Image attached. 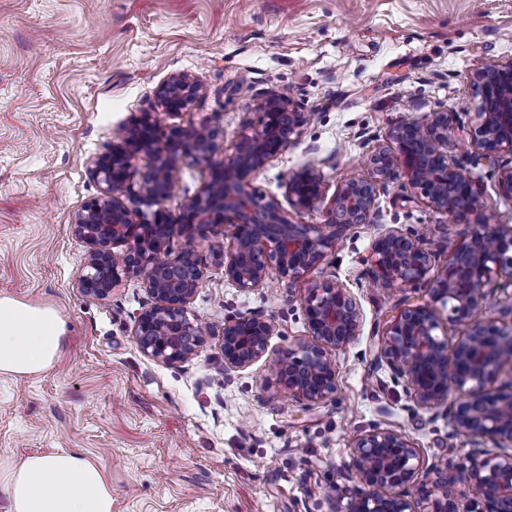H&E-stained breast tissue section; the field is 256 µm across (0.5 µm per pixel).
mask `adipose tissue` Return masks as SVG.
<instances>
[{"label":"adipose tissue","mask_w":512,"mask_h":512,"mask_svg":"<svg viewBox=\"0 0 512 512\" xmlns=\"http://www.w3.org/2000/svg\"><path fill=\"white\" fill-rule=\"evenodd\" d=\"M66 324L49 305L0 297V374L30 377L60 358ZM0 493L7 512H112L107 472L83 453L61 449L0 464Z\"/></svg>","instance_id":"obj_1"}]
</instances>
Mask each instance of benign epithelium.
Wrapping results in <instances>:
<instances>
[{"label":"benign epithelium","mask_w":512,"mask_h":512,"mask_svg":"<svg viewBox=\"0 0 512 512\" xmlns=\"http://www.w3.org/2000/svg\"><path fill=\"white\" fill-rule=\"evenodd\" d=\"M472 88L477 103L470 144L493 164L501 151L512 152V60L477 72ZM200 91L194 78L180 74L160 86L158 98L164 111L177 114L188 109ZM251 105L263 113L262 126L243 136L237 155L214 167L210 184L178 214L157 207L158 198L167 192L162 173L179 172L181 152L195 164L209 162L223 151V140L214 132L181 128L165 134L148 112L123 131L122 144L98 158L92 170L101 184L100 196L86 202L72 222L75 234L89 247L79 288L103 297L123 277L141 278L151 304L137 320L136 343L152 359L182 363L213 329L188 312L204 276L193 238L176 260L159 257L174 231L202 232L234 224L232 249L216 255L224 277L249 292L262 286L273 268L292 283L335 250L348 228L370 223L380 189L403 177L411 191L467 233L460 242L446 239L448 262L428 289V301L392 316L378 343L379 356L418 407L445 409L458 433L512 444V389H491L502 372L512 374V322L499 325L478 319L492 276L512 279V226H485L478 187L462 176L461 164L449 151L455 113L432 112L402 121L391 131L392 144L370 155L373 176L345 178L328 205L322 176L314 166L293 172L287 180L292 205L298 210L325 205L322 223L296 224L276 199L256 193L251 176L281 152L291 135L302 131L312 113L293 109L291 100L278 93L254 96ZM141 152L152 154L155 164L140 188L131 191L127 185L133 159ZM116 244L129 249L111 250ZM367 264L375 284L400 289L425 280L431 253L424 237L388 230L373 242ZM301 305L310 340L269 359L267 367L289 398L317 403L337 392L332 352L359 336L361 312L350 289L332 279L314 282ZM274 332V320L263 315L225 319L224 369L246 368L262 359ZM351 458L361 487L347 512H416L419 506L426 512H501L503 505L512 504V454L473 460L463 467L449 468L438 460L429 468L437 479L419 480L418 450L401 433L376 428L356 439Z\"/></svg>","instance_id":"1"}]
</instances>
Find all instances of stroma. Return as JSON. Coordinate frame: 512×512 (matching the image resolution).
<instances>
[{"mask_svg": "<svg viewBox=\"0 0 512 512\" xmlns=\"http://www.w3.org/2000/svg\"><path fill=\"white\" fill-rule=\"evenodd\" d=\"M509 60L512 0H0V296L53 306L67 327L52 369L0 375V460L82 451L111 479L112 512H345L359 486L350 448L372 429L404 435L425 467L498 455L497 443L456 433L445 411L419 408L376 358L388 319L426 302L428 285H375L365 263L373 241L393 229L425 236L434 279L448 260L445 235L459 232L404 179L381 190L373 222L350 227L292 283L273 271L264 287L239 290L215 261L235 227L196 239L205 276L188 310L215 332L174 365L135 342L150 303L139 277L104 297L81 291L87 246L71 222L101 193L93 161L142 113L165 130L221 128L215 161L232 158L259 122L234 91L243 84L289 94L312 115L252 178L292 221L318 224L323 212L290 205L289 173L314 165L334 195L344 177L369 176L368 157L403 119L448 110L458 115L451 152L477 180L484 217L512 226L498 166L471 164L468 143L471 80ZM180 73L202 91L171 115L158 89ZM178 165L179 180L158 202L173 214L211 175L184 157ZM327 278L350 289L362 314L357 340L333 354L336 395L290 400L262 361L225 369V319L273 317L269 354L296 347L308 338L300 298Z\"/></svg>", "mask_w": 512, "mask_h": 512, "instance_id": "1", "label": "stroma"}]
</instances>
